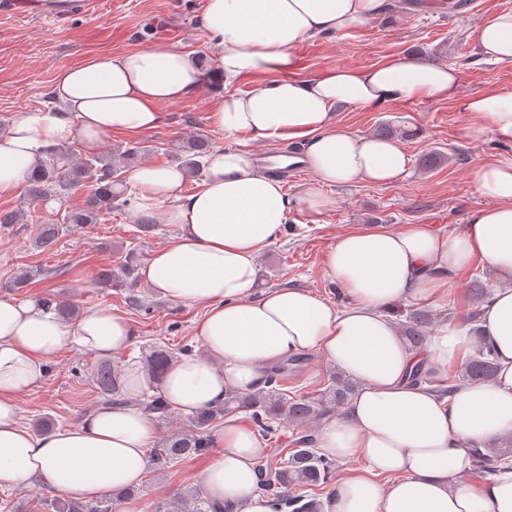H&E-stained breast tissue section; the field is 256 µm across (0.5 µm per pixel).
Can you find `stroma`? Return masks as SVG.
I'll return each instance as SVG.
<instances>
[{
	"mask_svg": "<svg viewBox=\"0 0 512 512\" xmlns=\"http://www.w3.org/2000/svg\"><path fill=\"white\" fill-rule=\"evenodd\" d=\"M443 0H388L389 7L343 35H326L298 51L297 76L337 67L367 68L388 60L420 55L457 68L461 97L490 89L512 90V62L487 59L473 39L474 29L496 14L512 12V0H465V6L448 13ZM204 0H92L85 13L69 14L56 21L38 8H19L16 0H0V125L9 126L21 109H36L49 102V90L63 70L85 58L102 53H123L151 43L173 46L203 55L207 37L199 25ZM210 92L161 104L168 116L162 128L146 132H116L103 146L115 149L130 144L142 146L143 163L175 166L183 161L182 142L199 134L211 146H231L259 154L268 148H301V141L276 139L252 141L246 135L226 138L213 129L208 115ZM336 122L355 134H375L382 126L409 130L403 143L409 157L406 175L396 182L362 183L349 188H321L323 205L309 210L301 198L312 184L311 175L285 180L284 187L297 206L277 238L259 260L257 287L304 288L328 303L344 306L325 273L326 253L337 236L356 226L401 230L411 224L426 225L434 234L447 236L464 230L470 215L486 201L470 180L474 163L512 161V142L493 138L469 140L462 129L470 117L458 100H415L392 103L379 109L346 105L335 110ZM441 154L442 165L427 170L422 159ZM86 190H78L63 203L35 209L32 222L13 224L0 230V298L53 294L85 309L110 307L125 317L134 332L130 347L104 357L72 347L51 364L44 384L18 397L24 424L35 433L72 427L101 405L92 379L100 363L115 372L130 367L145 368L151 351L158 346L179 352L191 348L203 354L194 325L203 306L184 307L151 293L144 285L134 288L104 287L96 275L104 268L118 269L125 262L141 266L157 250L171 242L175 225H159L152 233H139L128 223L125 212L113 211L102 223L58 238L47 250L32 249L37 224L54 223L67 206L82 203ZM50 269L46 279L12 292L6 284L22 269ZM503 284L483 264L452 272L444 297L429 305L435 325H465L482 306L471 295L480 285L496 291ZM330 366L318 356L289 371L283 384L289 395L319 396L326 388ZM210 455L187 456L165 468L148 465L142 482L134 490L110 495L112 512H121L128 500L139 501L142 512H155L177 493L201 485V474Z\"/></svg>",
	"mask_w": 512,
	"mask_h": 512,
	"instance_id": "35a3bbf8",
	"label": "stroma"
}]
</instances>
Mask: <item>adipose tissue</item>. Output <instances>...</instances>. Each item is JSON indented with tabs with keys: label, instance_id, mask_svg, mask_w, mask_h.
<instances>
[{
	"label": "adipose tissue",
	"instance_id": "ef3b65f1",
	"mask_svg": "<svg viewBox=\"0 0 512 512\" xmlns=\"http://www.w3.org/2000/svg\"><path fill=\"white\" fill-rule=\"evenodd\" d=\"M385 0H205L200 24L209 58L170 46L95 55L59 74L49 106L18 111L0 133V193L12 192L46 152L76 140L88 153L117 131H151L166 122L160 104L214 92V128L256 140L301 139L316 186L304 200L321 204L318 187L348 188L400 179L409 162L403 143L337 126L346 104L371 109L413 100L457 98L460 73L422 57L367 68L296 77L295 51L323 35L374 19ZM473 38L495 61H512V12L480 25ZM271 72L249 90L241 79ZM468 139L512 140V91L488 90L462 100ZM484 208L462 233L434 235L421 224L400 231L356 227L329 247L326 273L348 297L345 306L303 288L257 291V261L296 206L280 179L246 152L215 147L193 193L176 166L142 164L128 177L130 223L173 224L176 236L139 269L153 293L186 307L204 305L194 332L204 356L174 360L159 384L170 409L191 413L223 404L228 391L262 387L272 365L314 353L360 384L343 415L319 431L321 454L360 458L362 469L332 485L323 512H512V472L462 482L474 445L512 433V286L497 289L480 317L496 355L491 380L468 382L448 396L414 383L472 352L468 329L437 328L410 349L387 310L396 303L439 299L449 272L474 262L512 274V163H477L470 171ZM133 337L128 321L105 306L76 321L59 317L41 297L0 299V490L44 481L66 497L90 500L139 485L155 434L150 416L131 407H101L74 427L38 435L21 422L18 396L46 379L64 350L109 356ZM217 455L201 475L219 512H272L257 490L254 432L225 424Z\"/></svg>",
	"mask_w": 512,
	"mask_h": 512
}]
</instances>
